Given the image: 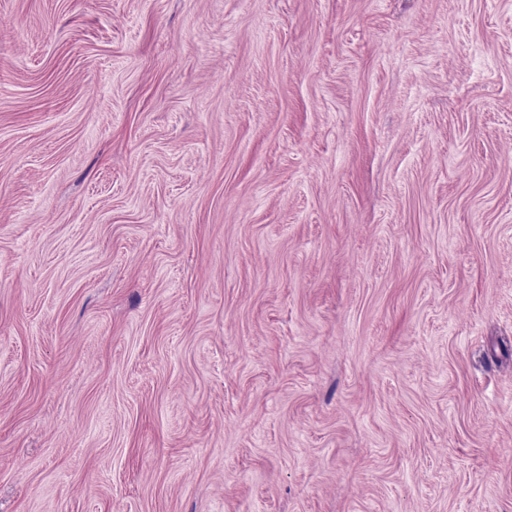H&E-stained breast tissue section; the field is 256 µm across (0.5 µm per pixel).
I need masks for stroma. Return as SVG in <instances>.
Returning <instances> with one entry per match:
<instances>
[{"label":"stroma","instance_id":"35a3bbf8","mask_svg":"<svg viewBox=\"0 0 512 512\" xmlns=\"http://www.w3.org/2000/svg\"><path fill=\"white\" fill-rule=\"evenodd\" d=\"M0 512H512V0H0Z\"/></svg>","mask_w":512,"mask_h":512}]
</instances>
